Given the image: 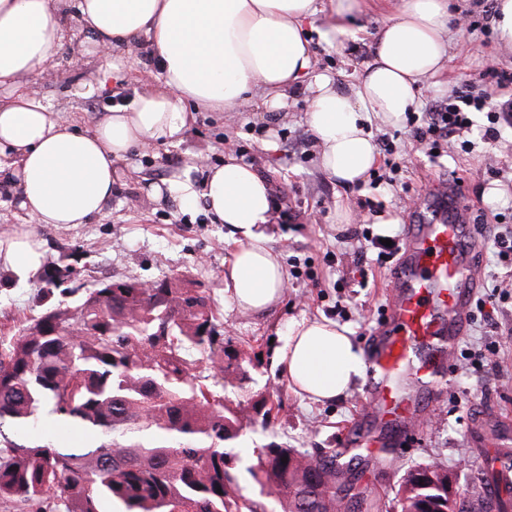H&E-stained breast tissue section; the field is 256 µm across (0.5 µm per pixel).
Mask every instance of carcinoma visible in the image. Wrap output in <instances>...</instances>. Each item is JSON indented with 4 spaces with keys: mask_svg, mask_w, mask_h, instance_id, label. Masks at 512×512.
<instances>
[{
    "mask_svg": "<svg viewBox=\"0 0 512 512\" xmlns=\"http://www.w3.org/2000/svg\"><path fill=\"white\" fill-rule=\"evenodd\" d=\"M209 363V374L196 371ZM262 365L231 347L206 289L185 277L106 280L44 309L0 342V501L14 512H352L351 465L275 442L245 459L229 445L282 408ZM238 399L224 396L226 386ZM91 434L78 448L38 423ZM287 463H282V458ZM246 474L270 504L240 494ZM400 512L448 507V470L407 469Z\"/></svg>",
    "mask_w": 512,
    "mask_h": 512,
    "instance_id": "cac0c4a2",
    "label": "carcinoma"
}]
</instances>
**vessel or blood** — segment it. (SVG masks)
I'll return each mask as SVG.
<instances>
[{
  "label": "vessel or blood",
  "instance_id": "vessel-or-blood-1",
  "mask_svg": "<svg viewBox=\"0 0 512 512\" xmlns=\"http://www.w3.org/2000/svg\"><path fill=\"white\" fill-rule=\"evenodd\" d=\"M458 190L432 193L414 208L406 252L394 269L396 294L381 335L369 348L371 395L385 429L384 443L401 444L415 423L421 388L447 385L444 358L463 336L476 285L468 263L472 231ZM512 488V450L501 449L495 482L482 489L487 512H497Z\"/></svg>",
  "mask_w": 512,
  "mask_h": 512
}]
</instances>
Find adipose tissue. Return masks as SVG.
I'll use <instances>...</instances> for the list:
<instances>
[{
    "instance_id": "obj_1",
    "label": "adipose tissue",
    "mask_w": 512,
    "mask_h": 512,
    "mask_svg": "<svg viewBox=\"0 0 512 512\" xmlns=\"http://www.w3.org/2000/svg\"><path fill=\"white\" fill-rule=\"evenodd\" d=\"M356 6L357 0H0V176L15 182V205L27 217L0 237V266L19 275L40 268L37 226L85 224L102 214L115 163L181 142L201 110L251 103L276 110L290 90L307 88L306 123L321 171L344 184L364 180L378 158L372 121L396 127L416 111L420 84L448 61L453 16L448 0H401L377 33L373 60L346 93L317 71L308 26L323 9L343 15ZM81 26L105 65L95 81L75 83L73 96L87 98L124 80L135 66L130 51L142 44L157 72L130 103L90 126L28 89L57 64ZM149 192L184 204L204 200L235 243L224 262L225 299L244 313L276 310L288 276L263 231L275 203L269 178L229 152L201 183L185 170L150 184ZM278 362L293 392L315 402L345 395L367 372L349 329L325 318L289 324Z\"/></svg>"
}]
</instances>
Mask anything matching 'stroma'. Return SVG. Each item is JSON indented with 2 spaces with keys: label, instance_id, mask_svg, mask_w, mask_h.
I'll list each match as a JSON object with an SVG mask.
<instances>
[{
  "label": "stroma",
  "instance_id": "obj_1",
  "mask_svg": "<svg viewBox=\"0 0 512 512\" xmlns=\"http://www.w3.org/2000/svg\"><path fill=\"white\" fill-rule=\"evenodd\" d=\"M489 3L451 0L455 10L483 20L485 28L451 30L448 66L421 86L417 115L447 99L460 81L479 82L485 60H495L501 70L512 73V48L497 41ZM394 14V5L381 0H367L347 14L331 43L315 44L318 71L330 74L339 90H350L373 58L377 31ZM100 63L92 46L66 50L29 88L54 109L92 125L112 105L129 102L150 79L148 68L139 66L119 93L73 97L72 84L93 79ZM310 103V92L302 88L289 92L278 110L254 105L223 114L201 112L182 143L132 157L130 163L141 169L139 178H128L127 165L118 164L112 200L101 215L86 224L38 230L45 243V266H70L68 277L49 288L40 273L19 277L0 269V338L18 335L47 305L75 302L74 287L90 289L105 279L147 283L175 273L187 275L207 288L225 336L246 355L261 357V383L283 398L277 421L255 424L242 433L235 444L238 454L272 441L306 454L342 453L353 461L356 491L379 497L386 512H398L395 493L407 467L439 464L461 491L485 479L497 445L493 422L512 419V264L498 260L494 245L498 225H512V128H502L497 141L485 142L486 117L475 113L468 134L473 150L464 152L455 141L433 156L413 145L409 125L373 123L375 143L393 144L391 157L398 168L387 172L384 161L390 155L379 152L374 170L389 173V180L375 187L366 182L348 186L327 179L318 167V149L304 122ZM228 150L271 179L286 212L265 229L288 271L286 295L265 317L240 313L225 302L224 260L233 241L204 202L184 206L146 190L148 183L181 172L190 155L199 152L205 159L191 176L203 180L208 167L221 164ZM457 186L468 199L467 219L477 242L471 257L477 285L465 334L449 362L447 388L429 394L433 407L411 440L372 454L356 452L345 447V439L380 433L366 408L369 381H358L334 402L311 404L289 389L274 353L286 343L289 323L321 316L348 326L358 346L368 349L386 316L392 297L389 279L401 253L398 248L379 255L369 240L351 236V229L396 237L400 247L412 222V202L421 201L429 190ZM346 211L351 220H342ZM382 212L397 216V223H376ZM497 285L503 289L498 296L492 293Z\"/></svg>",
  "mask_w": 512,
  "mask_h": 512
}]
</instances>
